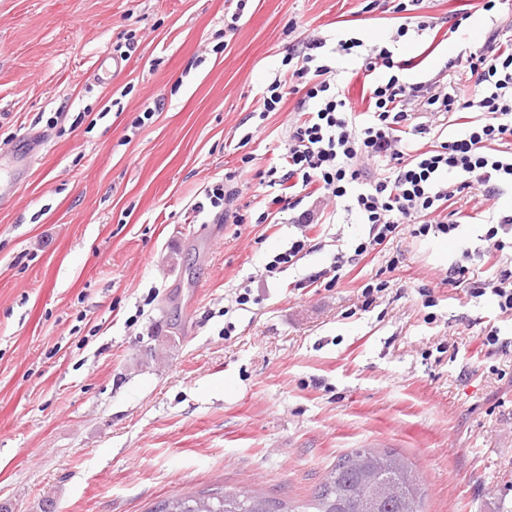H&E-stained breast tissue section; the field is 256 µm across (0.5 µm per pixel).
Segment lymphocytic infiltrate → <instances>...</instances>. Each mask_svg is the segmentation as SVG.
<instances>
[{"label": "lymphocytic infiltrate", "mask_w": 512, "mask_h": 512, "mask_svg": "<svg viewBox=\"0 0 512 512\" xmlns=\"http://www.w3.org/2000/svg\"><path fill=\"white\" fill-rule=\"evenodd\" d=\"M422 3L397 0L393 11L402 15V23L369 45L356 37L333 47L323 37L304 38L284 58L285 72L262 89L259 119L279 111L289 90L301 94L305 107L279 147L280 165L256 173L271 190L266 209L253 218L233 207L252 161L248 154L239 167L207 186L205 197L221 223L272 224L277 214L294 211L299 233L266 264L267 272L294 266L311 250L318 220L313 209L304 207L305 199L341 204L368 227L353 253L337 251L330 266L310 278L312 284L333 288L350 266L383 250L402 231L415 238L454 236L461 225L454 200L466 190L494 196L512 186V50L502 49L495 33L479 50L446 62V69L462 70L471 82L468 94L448 91L435 80L409 82L408 64L395 46L408 32L434 28L420 12ZM355 54L369 79V105L361 114L337 83L338 57ZM419 111L441 114L444 125L454 129L452 138L424 149L420 141L432 127L416 121ZM511 224L512 214L500 215L484 235L490 279H471L468 268L456 264L447 276L448 284L466 286L471 297L492 292L500 311L510 314L512 257L505 256L507 244L499 232Z\"/></svg>", "instance_id": "lymphocytic-infiltrate-1"}]
</instances>
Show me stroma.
Returning <instances> with one entry per match:
<instances>
[{
    "instance_id": "obj_1",
    "label": "stroma",
    "mask_w": 512,
    "mask_h": 512,
    "mask_svg": "<svg viewBox=\"0 0 512 512\" xmlns=\"http://www.w3.org/2000/svg\"><path fill=\"white\" fill-rule=\"evenodd\" d=\"M368 2L249 0L228 37L236 0H0V512H150L220 486L305 499L354 448L408 458L423 512H512V314L445 281L456 263L489 277L485 226L401 235L313 288L367 231L344 209L270 277L290 212L273 230L195 212L244 153L278 165L299 95L251 113L305 30L394 25ZM423 12L436 27L399 43L416 82L461 50L449 16L487 28L481 0ZM103 55L122 61L107 84ZM489 324L507 349L483 345ZM399 255L397 254L396 256L390 257L389 260H387L385 270L376 272L374 276L368 278L367 281L361 286L363 310L367 311L376 302L378 295L388 288L389 280L381 279V275L384 274V271L392 272L398 268L399 264L401 263Z\"/></svg>"
}]
</instances>
